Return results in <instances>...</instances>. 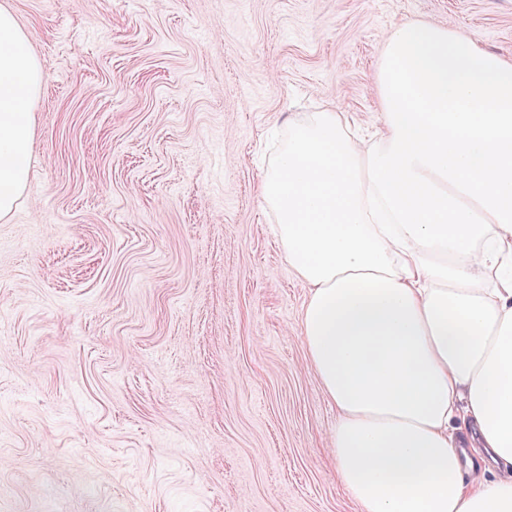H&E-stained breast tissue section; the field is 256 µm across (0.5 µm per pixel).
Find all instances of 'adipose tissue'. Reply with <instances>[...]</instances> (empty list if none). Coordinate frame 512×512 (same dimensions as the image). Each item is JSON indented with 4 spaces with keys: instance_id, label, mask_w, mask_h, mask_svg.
<instances>
[{
    "instance_id": "adipose-tissue-1",
    "label": "adipose tissue",
    "mask_w": 512,
    "mask_h": 512,
    "mask_svg": "<svg viewBox=\"0 0 512 512\" xmlns=\"http://www.w3.org/2000/svg\"><path fill=\"white\" fill-rule=\"evenodd\" d=\"M43 81L0 5V219ZM370 138L309 113L263 174L342 484L361 512H512V60L453 25L391 28ZM469 430L468 450L458 433Z\"/></svg>"
}]
</instances>
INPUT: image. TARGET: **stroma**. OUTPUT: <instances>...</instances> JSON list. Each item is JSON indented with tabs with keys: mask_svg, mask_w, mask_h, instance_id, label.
I'll use <instances>...</instances> for the list:
<instances>
[{
	"mask_svg": "<svg viewBox=\"0 0 512 512\" xmlns=\"http://www.w3.org/2000/svg\"><path fill=\"white\" fill-rule=\"evenodd\" d=\"M45 74L0 220V512H359L257 194L272 130L379 120L396 24L512 0H0Z\"/></svg>",
	"mask_w": 512,
	"mask_h": 512,
	"instance_id": "1",
	"label": "stroma"
}]
</instances>
